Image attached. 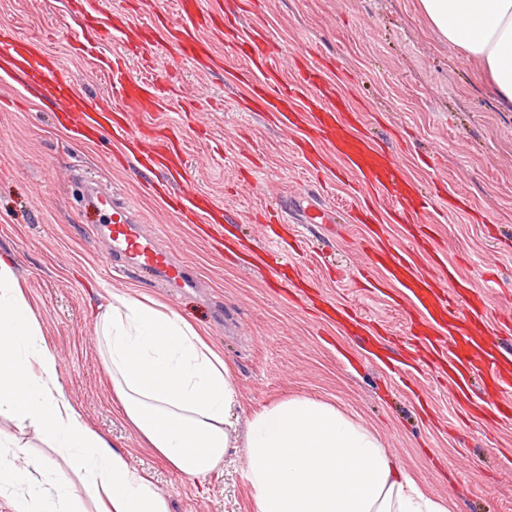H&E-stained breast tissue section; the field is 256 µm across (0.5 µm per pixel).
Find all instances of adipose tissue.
Returning <instances> with one entry per match:
<instances>
[{"instance_id": "adipose-tissue-1", "label": "adipose tissue", "mask_w": 512, "mask_h": 512, "mask_svg": "<svg viewBox=\"0 0 512 512\" xmlns=\"http://www.w3.org/2000/svg\"><path fill=\"white\" fill-rule=\"evenodd\" d=\"M434 33L479 59L512 111V0H420ZM95 333L125 419L146 445L194 482L243 453L254 512H449L384 448L378 434L335 405L281 400L241 421L228 366L173 310L112 294ZM34 307L0 253V415L42 430L84 472L97 512H169L165 493L92 429L64 396ZM49 472L34 482L31 472ZM13 512H80L63 470L48 469L0 431V495Z\"/></svg>"}]
</instances>
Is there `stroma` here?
<instances>
[{"instance_id":"stroma-1","label":"stroma","mask_w":512,"mask_h":512,"mask_svg":"<svg viewBox=\"0 0 512 512\" xmlns=\"http://www.w3.org/2000/svg\"><path fill=\"white\" fill-rule=\"evenodd\" d=\"M222 2L225 13L240 14L243 29L264 28L281 48L285 69L307 51L326 61L329 83L363 107L365 135L388 146L410 180L440 183L467 199L465 209L434 212L435 236L448 262L484 290L488 322L498 326L501 346H512V325L498 323L499 311L512 309V112L498 107L477 62L439 40L418 0H255L247 12L243 0ZM156 7L171 9V0H0V32L12 44L41 40L74 91L92 101L108 79L75 48L85 17L122 14L146 25ZM213 49L223 65L209 71L176 64L162 42L132 58L127 76L156 81L165 101L136 125L163 131L179 123L192 159L187 180L226 211L254 251L267 245L255 215L291 200L294 222L283 245L295 251L316 292L382 324L398 345L386 349L345 335L308 302L279 295L272 272L214 250L153 194L158 172L130 159L114 164L109 138L80 140L56 123L57 97L27 73L0 72V248L15 258L45 344L58 359L65 397L168 493L170 512H252L242 455L227 458L199 485L145 448L125 421L93 322L109 291H134L180 313L222 355L236 378L241 419L290 396L333 402L376 429L425 491L449 500L451 512H512V425L493 431L478 422L460 424L448 386L436 383L407 350L411 321L395 303V289L369 295L358 288L367 225L302 221L321 202L345 209L357 204L351 180L336 178L343 159L326 152L323 188L311 187L291 137L241 111L243 62L235 47L217 39ZM427 156L433 166L424 165ZM90 184L130 203L142 232L189 272L192 287L171 288L105 262L111 248L106 217L82 198ZM490 270L503 285L488 292ZM0 431L66 470L84 512H95L80 473L39 430L17 429L0 416Z\"/></svg>"}]
</instances>
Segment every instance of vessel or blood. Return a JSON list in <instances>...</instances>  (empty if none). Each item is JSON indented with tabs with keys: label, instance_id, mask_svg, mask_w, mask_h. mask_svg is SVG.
Listing matches in <instances>:
<instances>
[{
	"label": "vessel or blood",
	"instance_id": "1",
	"mask_svg": "<svg viewBox=\"0 0 512 512\" xmlns=\"http://www.w3.org/2000/svg\"><path fill=\"white\" fill-rule=\"evenodd\" d=\"M175 7L180 21L169 27L168 34L179 62L202 70L220 65V58L212 52V38L234 42L247 61L242 72L247 87L242 111L268 113L284 130L295 133L294 145L306 174L322 172L325 150L339 154L362 199L358 223H367L372 196L389 201V217L402 225L410 245L399 248L381 233L367 240L364 266L381 270L382 275L364 280V287L377 292L389 286L399 289L425 327L412 346L434 358L439 375L450 384L461 421L477 418L491 428L511 422L512 354H504L496 332L485 329L486 303L481 292L443 260L429 226L438 191H415L393 153L356 133L358 112L325 81L320 66L306 65L292 81L281 80L275 48L265 33L242 31L223 10L203 7L201 0H177ZM114 33L122 43V54L97 56L95 61L109 76L108 91L91 105L81 99L73 101L68 109L71 123L94 139L111 133L122 150L135 151L144 167L161 171L163 179L154 186L155 195L185 223L196 225L215 246L233 250V243L224 235L218 207L203 201L184 176L190 161L180 136L173 131L156 136L132 129L136 117L163 104L157 84L128 78L125 73V56L144 53L149 44L141 26L129 22L116 30L101 23L89 38L78 41L77 47L94 54L97 42ZM28 66L39 81L57 94H66L69 82L57 64L33 55ZM101 204L111 207L106 198ZM111 209L113 257L135 259L168 283L185 280L182 268L170 262L156 240L137 233L126 208Z\"/></svg>",
	"mask_w": 512,
	"mask_h": 512
}]
</instances>
